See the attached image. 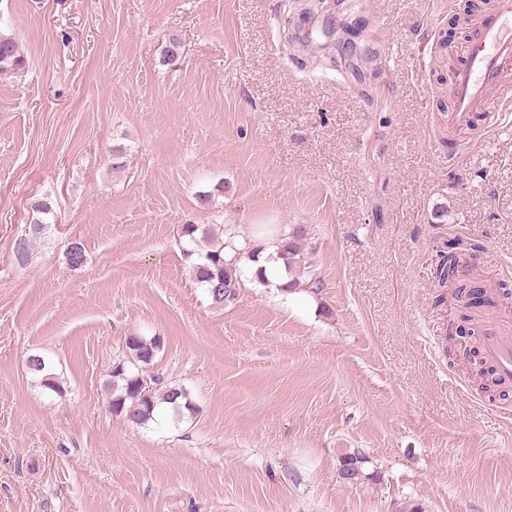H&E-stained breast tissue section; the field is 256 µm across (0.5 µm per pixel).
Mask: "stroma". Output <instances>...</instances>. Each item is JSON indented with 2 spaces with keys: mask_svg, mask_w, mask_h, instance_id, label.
Masks as SVG:
<instances>
[{
  "mask_svg": "<svg viewBox=\"0 0 512 512\" xmlns=\"http://www.w3.org/2000/svg\"><path fill=\"white\" fill-rule=\"evenodd\" d=\"M309 2L0 0L26 59L0 75V512H512V386L482 392L435 279L459 237L475 285L512 286V115L457 134L440 109L480 14L360 0L349 43L350 0ZM184 224L251 246L257 225L303 227L297 299L244 258L237 300L214 306ZM133 334L162 339L153 370L191 419L110 412ZM349 448L376 480L340 482ZM25 368L31 379L36 382L44 391L56 395L63 394L60 381L51 371L47 360L41 355H29L25 362Z\"/></svg>",
  "mask_w": 512,
  "mask_h": 512,
  "instance_id": "1",
  "label": "stroma"
}]
</instances>
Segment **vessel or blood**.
<instances>
[{
    "mask_svg": "<svg viewBox=\"0 0 512 512\" xmlns=\"http://www.w3.org/2000/svg\"><path fill=\"white\" fill-rule=\"evenodd\" d=\"M453 92L450 125L455 129L469 127L480 113L492 133L512 110V0H498L481 18L466 58L455 71ZM481 354L503 383H512V331L495 318L484 321Z\"/></svg>",
    "mask_w": 512,
    "mask_h": 512,
    "instance_id": "b4317fda",
    "label": "vessel or blood"
}]
</instances>
